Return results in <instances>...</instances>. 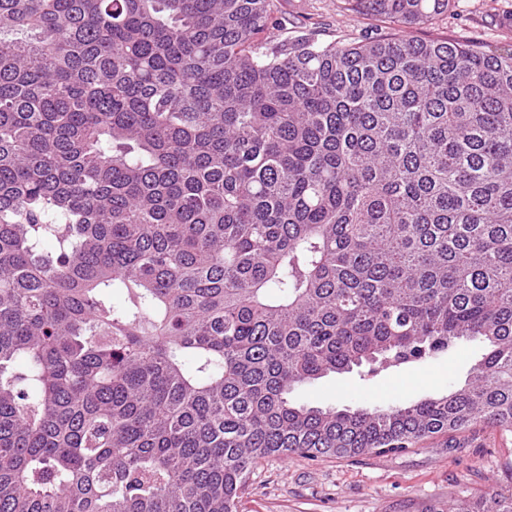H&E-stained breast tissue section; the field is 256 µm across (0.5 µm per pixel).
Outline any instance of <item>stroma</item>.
<instances>
[{
  "instance_id": "obj_1",
  "label": "stroma",
  "mask_w": 512,
  "mask_h": 512,
  "mask_svg": "<svg viewBox=\"0 0 512 512\" xmlns=\"http://www.w3.org/2000/svg\"><path fill=\"white\" fill-rule=\"evenodd\" d=\"M273 45L310 39L326 45L394 33L345 0H273ZM409 36L512 52V0H450L447 10L414 25ZM481 352L475 342L423 363L369 373H331L296 387V403L323 409H374L439 396L464 385ZM512 493V433L478 423L411 448L311 461L297 455L263 461L249 478L239 512H452L463 501Z\"/></svg>"
}]
</instances>
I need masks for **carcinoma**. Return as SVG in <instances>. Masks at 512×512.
<instances>
[{
  "label": "carcinoma",
  "mask_w": 512,
  "mask_h": 512,
  "mask_svg": "<svg viewBox=\"0 0 512 512\" xmlns=\"http://www.w3.org/2000/svg\"><path fill=\"white\" fill-rule=\"evenodd\" d=\"M271 23V0H0V512H237L271 456L512 432V53L283 49ZM462 340L485 353L445 396L288 400Z\"/></svg>",
  "instance_id": "cac0c4a2"
}]
</instances>
